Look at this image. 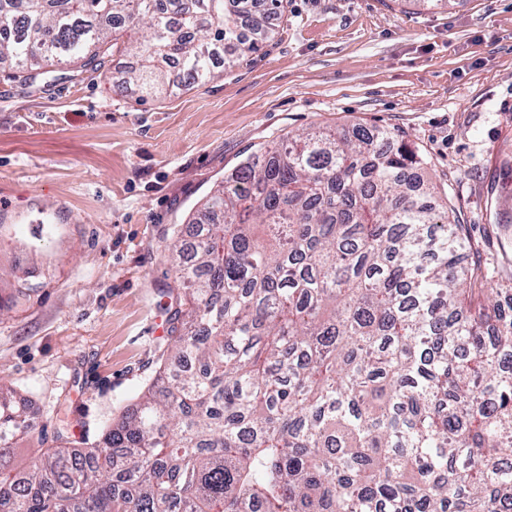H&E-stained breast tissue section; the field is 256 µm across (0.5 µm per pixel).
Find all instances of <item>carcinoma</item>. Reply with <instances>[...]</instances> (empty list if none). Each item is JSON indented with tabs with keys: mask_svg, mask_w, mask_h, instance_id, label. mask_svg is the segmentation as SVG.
<instances>
[{
	"mask_svg": "<svg viewBox=\"0 0 512 512\" xmlns=\"http://www.w3.org/2000/svg\"><path fill=\"white\" fill-rule=\"evenodd\" d=\"M283 0H0V59L35 81L133 55L114 91L161 94L259 52ZM138 38L127 45L120 32ZM395 130L289 136L176 234L170 356L94 447L31 428L0 386V512H506L512 285Z\"/></svg>",
	"mask_w": 512,
	"mask_h": 512,
	"instance_id": "1",
	"label": "carcinoma"
}]
</instances>
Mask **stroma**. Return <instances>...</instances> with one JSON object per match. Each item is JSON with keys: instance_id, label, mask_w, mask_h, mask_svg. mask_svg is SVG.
I'll return each mask as SVG.
<instances>
[{"instance_id": "1", "label": "stroma", "mask_w": 512, "mask_h": 512, "mask_svg": "<svg viewBox=\"0 0 512 512\" xmlns=\"http://www.w3.org/2000/svg\"><path fill=\"white\" fill-rule=\"evenodd\" d=\"M259 54L157 96L134 63L13 80L0 60V385L29 409L25 467L56 430L97 441L168 355L167 236L261 148L353 123L404 131L489 276L512 270L491 189L512 163V0H288Z\"/></svg>"}]
</instances>
